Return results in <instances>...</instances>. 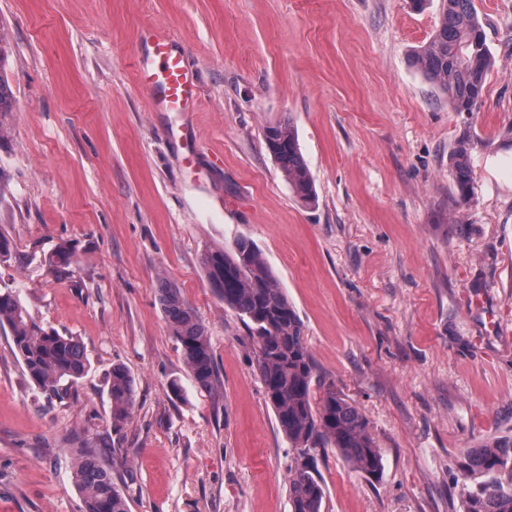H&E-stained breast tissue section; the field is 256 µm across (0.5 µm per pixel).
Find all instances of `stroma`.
<instances>
[{"label": "stroma", "mask_w": 512, "mask_h": 512, "mask_svg": "<svg viewBox=\"0 0 512 512\" xmlns=\"http://www.w3.org/2000/svg\"><path fill=\"white\" fill-rule=\"evenodd\" d=\"M496 65L453 112L412 55L441 0H0L12 110L0 141V281L90 367L46 403L0 329V512H83L71 433L94 442L130 512H291L295 451L256 343L199 265L245 236L304 324L321 378L368 421L379 477L317 452L322 512H458L457 468L512 433V0H474ZM161 25L196 71V111L154 112L137 35ZM290 121L314 180L302 204L262 131ZM474 201L450 175L463 135ZM75 253L69 278L46 258ZM206 326L200 390L158 288ZM134 379L113 424L107 377Z\"/></svg>", "instance_id": "1"}]
</instances>
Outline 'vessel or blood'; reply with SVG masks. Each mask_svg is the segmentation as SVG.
I'll return each mask as SVG.
<instances>
[{"label":"vessel or blood","instance_id":"1","mask_svg":"<svg viewBox=\"0 0 512 512\" xmlns=\"http://www.w3.org/2000/svg\"><path fill=\"white\" fill-rule=\"evenodd\" d=\"M137 69L150 93L152 111L188 112L198 104L197 77L167 28L151 25L143 31Z\"/></svg>","mask_w":512,"mask_h":512}]
</instances>
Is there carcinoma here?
I'll return each instance as SVG.
<instances>
[{
	"label": "carcinoma",
	"mask_w": 512,
	"mask_h": 512,
	"mask_svg": "<svg viewBox=\"0 0 512 512\" xmlns=\"http://www.w3.org/2000/svg\"><path fill=\"white\" fill-rule=\"evenodd\" d=\"M6 51L0 45V116L11 110L10 85L3 71ZM425 78L448 98L455 112L480 110L485 79L494 59L486 41L483 20L473 0H443L439 26L414 54ZM274 157L294 195L308 206L316 204L313 179L305 166L294 129L288 122L263 130ZM477 140L456 142L450 174L459 196L474 199L472 152ZM51 272L69 275L73 251L66 245L46 258ZM202 271L224 306L234 310L256 340V369L277 423L304 460L289 475L291 512H322L324 491L315 467L319 448H334L352 468L370 477L382 469V455L368 430V422L334 383L319 377L308 348L304 324L277 284L265 257L249 238L233 246L201 254ZM159 301L169 329L179 343L184 362L198 388L216 390V367L207 328L172 285L159 288ZM0 328L10 332L13 351L29 380L51 400L60 395L61 382L72 383L87 372L83 344L53 328H43L30 316L18 294L0 287ZM112 420L121 422L135 404L133 378L122 365L108 377ZM320 396H314V390ZM75 462V484L84 512H130L128 500L112 480L96 450L81 443ZM463 478L479 476L477 487L464 492L461 512H512V434L495 437L473 449L459 466Z\"/></svg>",
	"instance_id": "obj_1"
}]
</instances>
